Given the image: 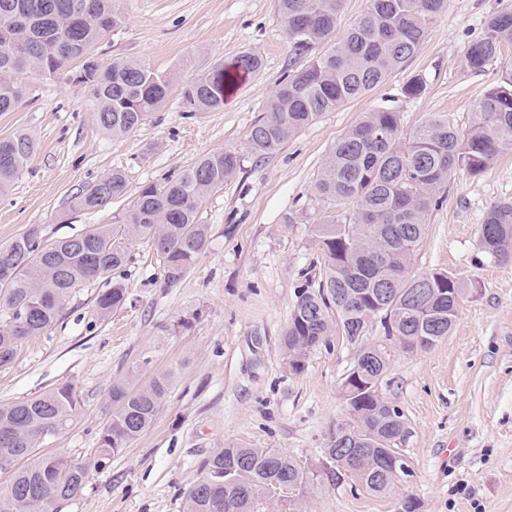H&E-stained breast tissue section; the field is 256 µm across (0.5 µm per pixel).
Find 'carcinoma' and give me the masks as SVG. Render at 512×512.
Instances as JSON below:
<instances>
[{"label":"carcinoma","mask_w":512,"mask_h":512,"mask_svg":"<svg viewBox=\"0 0 512 512\" xmlns=\"http://www.w3.org/2000/svg\"><path fill=\"white\" fill-rule=\"evenodd\" d=\"M82 2L80 16L72 5ZM344 0H278L295 62L266 102L265 115L251 125V155L278 152L301 129L325 112L360 98L418 51L426 32L446 10L447 0H370L368 11L324 53L316 45L336 31ZM120 15L112 0H0V113L12 112L23 89L11 80L22 71L53 75L79 60L111 30ZM512 45V12L488 18L483 36L464 54L466 67L481 72ZM262 59L244 52L220 63L182 87L186 112L217 110L240 76L261 71ZM77 81L91 86L99 128L124 137L168 98L171 79L141 62L116 58L97 68L85 66ZM427 83L417 74L402 87L408 99L420 98ZM33 136L17 130L0 138V193L8 190L31 159ZM512 150V65L475 105L474 118L459 128L433 113L404 136L401 113L391 107L366 112L331 150L314 189L317 195L352 209L331 213L313 225L324 256L320 279H305L296 293L282 344L289 366L304 368L307 353L336 331L355 349L342 382L352 419L336 425L323 449V475L337 485L346 477L365 492L392 496L401 482L387 464L395 452L402 414L380 388L390 368L385 342L414 340L424 351L448 335L457 316L461 281L445 270L407 276L425 238L428 218L439 206L448 180L460 170L484 172ZM241 170L230 150L200 156L178 174L148 183L132 201L121 224H92L71 237L48 240L33 225L0 251V368L11 365L19 343L39 336L61 317L75 288L104 275L111 287L96 300L101 317L130 302L125 272L131 247L151 241L163 260L165 281L184 278L209 243L208 225L199 213L209 197ZM124 173L113 170L72 197L80 211L101 208L126 194ZM480 244L498 260L512 258V202L488 209ZM380 323L385 340L370 328ZM172 374L139 382V365L112 382L115 406L94 455L75 464L61 454L39 449L73 423L82 396L65 383L18 403L0 405V512H59L82 496L91 471L107 467L112 456L154 422L165 401ZM204 477L186 494L183 512H267L271 490L290 487L293 496L278 504L282 512H302L301 491L308 472L288 454L269 448L227 444L203 462Z\"/></svg>","instance_id":"carcinoma-1"}]
</instances>
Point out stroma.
<instances>
[{"label":"stroma","mask_w":512,"mask_h":512,"mask_svg":"<svg viewBox=\"0 0 512 512\" xmlns=\"http://www.w3.org/2000/svg\"><path fill=\"white\" fill-rule=\"evenodd\" d=\"M114 3L122 23L93 48L92 60L142 62L168 74L172 91L160 110L116 139L100 131L94 99L70 70L16 75L25 98L0 113V136L27 130L37 150L0 194V246L33 224L56 239L89 224L121 223L143 185L209 152L235 151L242 168L201 210L209 244L181 281L166 285L156 250L140 240L125 276L130 303L102 319L96 298L107 279L75 289L56 325L23 341L14 363L0 369V404L74 385L80 414L46 449L81 463L112 417L113 379L135 363L147 378L173 371L154 424L109 467L91 472L83 495L61 512H183L203 461L227 444L275 448L313 472L303 492L308 512H396L395 497L318 475L330 430L350 418L342 381L354 349L333 336L296 373L282 346L299 286L324 268L311 227L329 206L314 184L336 140L363 113L393 107L407 134L436 112L468 126L502 65L512 64V46L479 73L464 66V52L492 13L512 11V0H448L417 53L381 85L261 160L248 151V131L293 60L277 0ZM245 51L262 56L261 72L227 94L223 108L184 112L185 83ZM417 74L427 90L406 99L401 88ZM115 169L126 175L124 197L95 211L71 209L73 196ZM501 200L512 201V151L479 175L455 174L410 269H442L464 285L448 335L426 351H393L382 384L403 415L400 447L413 475L402 490L416 512H512V261L479 249L485 214Z\"/></svg>","instance_id":"obj_1"}]
</instances>
